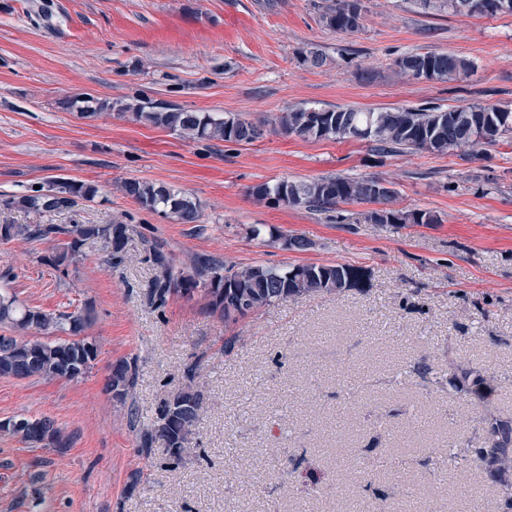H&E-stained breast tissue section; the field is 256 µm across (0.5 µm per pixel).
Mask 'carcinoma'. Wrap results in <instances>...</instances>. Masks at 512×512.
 Masks as SVG:
<instances>
[{
  "mask_svg": "<svg viewBox=\"0 0 512 512\" xmlns=\"http://www.w3.org/2000/svg\"><path fill=\"white\" fill-rule=\"evenodd\" d=\"M341 0H325L321 19L330 29L355 33L361 24L351 25L340 8ZM421 9L446 7L457 14L471 15V0H417ZM483 14H512V0H482ZM400 75L408 79L450 81L473 69L472 61L454 54L412 53L394 62ZM63 109L91 117L98 111L117 109L133 120L176 133L188 141L252 143L268 130L300 139H351L353 131L367 129L364 141L372 151L387 156L408 151H427L445 155L478 145L494 146L512 133V110L495 104L472 103L448 110L439 108H397L362 111L355 108L325 109L306 105L289 109L275 119L256 121L241 117L214 115L180 108L160 106L151 101L101 102L91 95L69 97L60 102ZM122 194L142 208L172 219L179 224L200 222V205L188 196L152 182L136 178L120 181ZM95 186L71 179L53 180L46 188L4 202L8 209L22 207L39 213H55L72 207L77 200L93 201ZM252 195L259 201L284 206L333 209L342 204L370 203L380 208L369 212L372 224H436L430 211L403 212L387 207L395 192L376 178L330 176L307 181L286 178L275 183L257 184ZM22 237L28 241L53 244L51 263L68 266L83 257L85 246L99 243L104 262L117 267L127 259L126 225L116 224H0V239ZM149 260L161 270L156 280L154 298L164 305L174 294L201 289L204 308L224 321H236L264 306L279 301L341 292L360 288L365 269L349 263L297 264L293 266L254 265L238 268L215 255H196L193 273L186 274L159 245L150 249ZM94 320L93 310L85 307L73 312H46L18 303L12 295L0 293V326L16 332L0 335V376L17 379L41 378L74 381L91 368L98 353V342L87 334ZM35 330L48 339H32L25 332ZM134 386L132 368L125 360L114 364L107 378L106 390L122 401ZM475 395L485 399L490 394L486 379L479 371L460 367L448 379V395ZM206 409L201 398L188 391L171 395L158 408L151 426L142 435L148 446L156 440L178 458L185 451L191 429L203 418ZM0 432L20 438L31 447L63 448L69 437L48 417L10 419L0 423ZM476 461L496 475L512 461V420H487L483 444L476 451Z\"/></svg>",
  "mask_w": 512,
  "mask_h": 512,
  "instance_id": "carcinoma-1",
  "label": "carcinoma"
}]
</instances>
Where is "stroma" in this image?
Wrapping results in <instances>:
<instances>
[{
  "instance_id": "obj_1",
  "label": "stroma",
  "mask_w": 512,
  "mask_h": 512,
  "mask_svg": "<svg viewBox=\"0 0 512 512\" xmlns=\"http://www.w3.org/2000/svg\"><path fill=\"white\" fill-rule=\"evenodd\" d=\"M325 0H0V224H113L128 256L105 267L100 245L66 270L48 244L0 241V292L45 311L91 306L96 360L78 380L0 377V421L49 417L66 448L0 433V512H508L501 482L470 454L482 422L512 419V136L474 155L379 157L356 140L266 134L250 144L188 142L118 112L82 118L62 98L89 94L273 118L297 105L363 111L512 108V15L423 12L414 0H362L346 35ZM322 52L311 67L304 57ZM473 61L457 80L417 81L393 62L411 52ZM375 177L393 209L435 224H370L369 204L335 210L256 201L282 178ZM55 178L94 183V201L38 214L3 201ZM140 178L200 203L197 224L141 209L118 190ZM260 228L252 237V228ZM302 237L307 250L290 249ZM190 268L195 255L235 265L349 262L363 287L291 299L224 322L200 296L151 304L152 243ZM131 362L120 401L109 369ZM472 366L488 399L452 397ZM200 395L205 417L173 457L142 447L172 393ZM320 494L306 496L309 476Z\"/></svg>"
}]
</instances>
